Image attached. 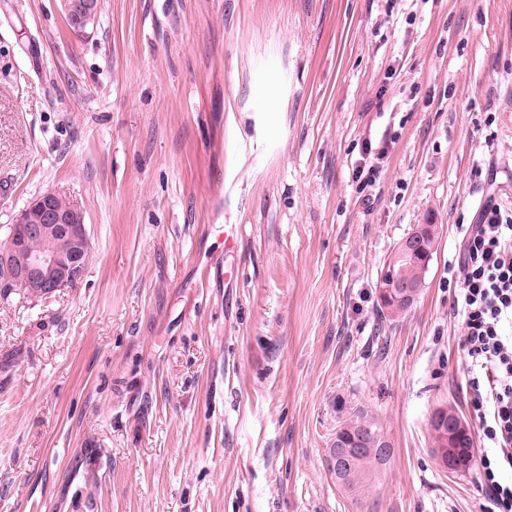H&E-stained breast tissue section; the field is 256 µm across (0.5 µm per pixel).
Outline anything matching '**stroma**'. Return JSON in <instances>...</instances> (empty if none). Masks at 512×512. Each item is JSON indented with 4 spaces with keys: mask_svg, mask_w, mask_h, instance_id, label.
<instances>
[{
    "mask_svg": "<svg viewBox=\"0 0 512 512\" xmlns=\"http://www.w3.org/2000/svg\"><path fill=\"white\" fill-rule=\"evenodd\" d=\"M48 190L91 253L51 297L0 292V512H357L343 405L392 448L375 512H480L429 420L483 443L452 276L463 225L512 213V0H101L83 32L0 0V245ZM418 224L425 284L382 321ZM438 234V225L418 224L406 237L396 244L394 254L397 257L403 258L413 257L418 254L422 258H427V261H429L431 254L433 256Z\"/></svg>",
    "mask_w": 512,
    "mask_h": 512,
    "instance_id": "1",
    "label": "stroma"
}]
</instances>
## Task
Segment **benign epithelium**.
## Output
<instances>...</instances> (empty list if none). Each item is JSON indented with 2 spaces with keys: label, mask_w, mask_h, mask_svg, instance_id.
<instances>
[{
  "label": "benign epithelium",
  "mask_w": 512,
  "mask_h": 512,
  "mask_svg": "<svg viewBox=\"0 0 512 512\" xmlns=\"http://www.w3.org/2000/svg\"><path fill=\"white\" fill-rule=\"evenodd\" d=\"M66 18L79 28L94 19L99 10L98 0H60ZM58 194L46 191L22 209L12 224L9 235L0 248V265L12 279L22 284L32 298H46L54 291L82 278L86 269L85 257L89 253V239L82 210L71 204L65 210L56 207ZM439 226L418 224L395 248L398 257L419 255L431 258ZM48 242L33 249L32 240ZM422 284L395 275L385 276L381 292L383 298L396 304L414 299ZM441 431L448 432V447L437 448L436 461L445 471L457 473L468 463L467 457L453 447V441L465 436V423L454 418L433 419ZM362 436L337 437L332 442L330 468L340 474L351 467L363 451Z\"/></svg>",
  "instance_id": "1"
}]
</instances>
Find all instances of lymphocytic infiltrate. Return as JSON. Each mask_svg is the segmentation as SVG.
Segmentation results:
<instances>
[{
	"mask_svg": "<svg viewBox=\"0 0 512 512\" xmlns=\"http://www.w3.org/2000/svg\"><path fill=\"white\" fill-rule=\"evenodd\" d=\"M454 307L463 319L471 364L487 384L475 389L473 403L487 446L479 470L488 501L497 512H512V215L498 205L483 206L478 223L468 225L458 261Z\"/></svg>",
	"mask_w": 512,
	"mask_h": 512,
	"instance_id": "f902f5d3",
	"label": "lymphocytic infiltrate"
}]
</instances>
